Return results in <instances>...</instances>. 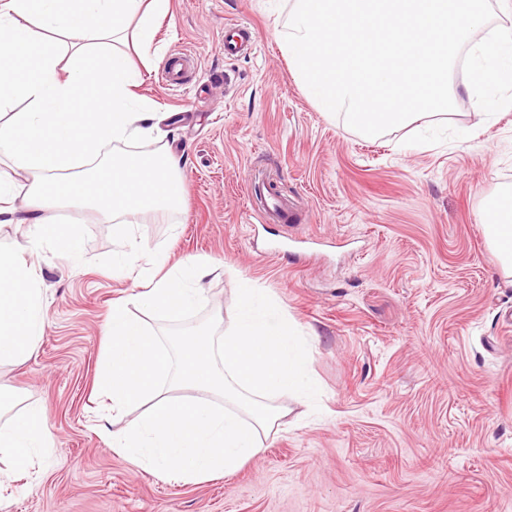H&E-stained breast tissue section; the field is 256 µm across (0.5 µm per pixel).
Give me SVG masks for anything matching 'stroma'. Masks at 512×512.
<instances>
[{"mask_svg":"<svg viewBox=\"0 0 512 512\" xmlns=\"http://www.w3.org/2000/svg\"><path fill=\"white\" fill-rule=\"evenodd\" d=\"M287 18V0H170L155 43L189 59L185 85L170 90L148 57L136 92L170 114L148 146L180 154L184 197L134 231L169 263H208L192 325L227 327L239 285L266 293L307 342L317 401H288L264 453L229 477L169 482L114 453L107 431L141 411L113 416L94 394L107 317L155 266L113 271L112 223L55 209L79 256L40 249L45 332L0 367V386L45 408L53 447L36 493L0 484L7 512H512V284L482 227L512 190V107L480 120L457 65L448 121L466 138H364L295 80L274 36ZM231 23L255 28L258 47L225 54ZM250 175L317 245L286 247L288 227L251 215Z\"/></svg>","mask_w":512,"mask_h":512,"instance_id":"1","label":"stroma"}]
</instances>
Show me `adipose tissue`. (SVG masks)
I'll return each mask as SVG.
<instances>
[{
    "mask_svg": "<svg viewBox=\"0 0 512 512\" xmlns=\"http://www.w3.org/2000/svg\"><path fill=\"white\" fill-rule=\"evenodd\" d=\"M170 0H0V111L14 101L24 110L0 123V223H23L33 245L49 243L60 258L78 248L75 232L54 224L61 206L91 209L113 222L118 238L157 210L180 207L183 183L179 160L116 154L111 164L89 161L107 144L150 134L159 112L134 92L138 73L121 48L127 23L136 20L135 42L142 55L159 53L154 43L159 18ZM26 175L30 190L24 215L11 204L14 172ZM483 229L505 276L512 277V204L486 209ZM37 265L0 250V366L29 357L45 330ZM0 460L8 480L23 477L17 494L39 486L36 462L53 446L41 405L15 409L0 388Z\"/></svg>",
    "mask_w": 512,
    "mask_h": 512,
    "instance_id": "obj_1",
    "label": "adipose tissue"
}]
</instances>
